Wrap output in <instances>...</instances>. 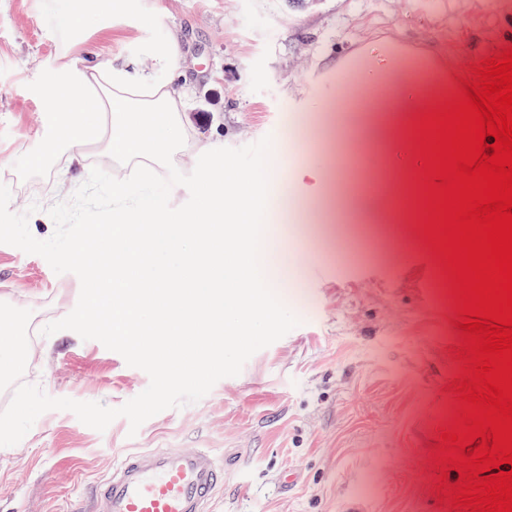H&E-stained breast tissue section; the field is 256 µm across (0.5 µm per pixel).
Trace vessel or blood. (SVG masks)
Here are the masks:
<instances>
[{
    "instance_id": "b4317fda",
    "label": "vessel or blood",
    "mask_w": 512,
    "mask_h": 512,
    "mask_svg": "<svg viewBox=\"0 0 512 512\" xmlns=\"http://www.w3.org/2000/svg\"><path fill=\"white\" fill-rule=\"evenodd\" d=\"M224 466L207 448L155 449L120 456L91 512H213Z\"/></svg>"
}]
</instances>
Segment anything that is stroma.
Returning <instances> with one entry per match:
<instances>
[{"label": "stroma", "mask_w": 512, "mask_h": 512, "mask_svg": "<svg viewBox=\"0 0 512 512\" xmlns=\"http://www.w3.org/2000/svg\"><path fill=\"white\" fill-rule=\"evenodd\" d=\"M74 0H0V157L11 169L12 212L28 213L39 240L55 226L48 208L69 199L64 162L33 169L44 116L32 84L69 48L51 18ZM160 16L157 25L146 15ZM125 35L111 53L146 61L171 31L184 39L193 134L220 141L213 159L186 156L178 174L158 176L175 222L192 210L199 167L221 184L225 162L285 170L305 153H279L285 134L315 125L304 90L351 48L397 32L433 48L445 67L469 78L473 65L512 46V0H129L109 18ZM305 188L285 184L279 203L261 200L257 235L290 228L303 254L301 283L288 296L299 326L256 352L235 377L198 402L164 410L131 431L116 418L99 432L69 411L40 415L16 445L0 447V512H75L108 478L119 454L145 448H208L224 464L215 512H454L436 493L431 454L451 418L448 386L461 362L451 300L422 289L440 280L412 225L341 224L307 211ZM38 211H31V204ZM75 274L0 244V302L31 310L40 324L78 302ZM22 383L55 398L122 406L149 377L117 352L70 330L34 335ZM290 475L281 483V475Z\"/></svg>", "instance_id": "1"}]
</instances>
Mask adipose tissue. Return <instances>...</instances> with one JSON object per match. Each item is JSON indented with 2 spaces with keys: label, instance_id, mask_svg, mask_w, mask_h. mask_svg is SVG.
Here are the masks:
<instances>
[{
  "label": "adipose tissue",
  "instance_id": "ef3b65f1",
  "mask_svg": "<svg viewBox=\"0 0 512 512\" xmlns=\"http://www.w3.org/2000/svg\"><path fill=\"white\" fill-rule=\"evenodd\" d=\"M183 56L174 33L155 48L151 70L101 50L64 57L37 84L47 133L44 153L33 159L34 167L42 168L61 151L69 167L80 168L99 150L111 155L114 165L133 170L132 179L112 185V226L88 278L91 310L113 334H132L134 344L160 348L175 359L181 349L198 346L213 326L236 325L244 310H253L257 331L270 311L287 313V305L276 299L295 271L293 255L275 232L250 249L259 219L254 192L277 197L286 177L313 191L325 186L316 162L286 175L229 165L218 192L199 174L196 204L184 224L173 221L166 198L143 197L144 185L159 169L179 166L185 154L210 150L190 141L184 124L189 97L180 71ZM350 72L357 76L354 101L319 98L308 109L335 112L337 127L354 141L388 144L389 195L401 201L403 220L415 223L412 125L403 115L443 101L460 80L440 69L432 49H413L398 37L365 42L342 56L336 63L337 90H344Z\"/></svg>",
  "mask_w": 512,
  "mask_h": 512
}]
</instances>
